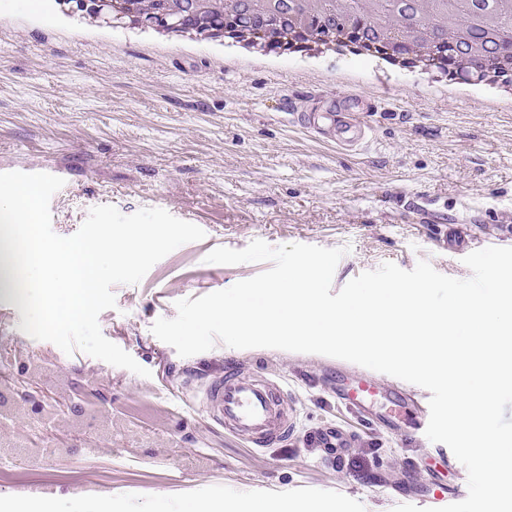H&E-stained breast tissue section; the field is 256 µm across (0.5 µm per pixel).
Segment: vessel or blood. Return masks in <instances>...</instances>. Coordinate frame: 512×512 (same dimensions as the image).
Segmentation results:
<instances>
[{
	"instance_id": "obj_1",
	"label": "vessel or blood",
	"mask_w": 512,
	"mask_h": 512,
	"mask_svg": "<svg viewBox=\"0 0 512 512\" xmlns=\"http://www.w3.org/2000/svg\"><path fill=\"white\" fill-rule=\"evenodd\" d=\"M297 122L343 152L362 150L371 133L358 99L351 95L333 97L323 111L298 114ZM378 391L375 382L363 379L339 389L338 397L367 410ZM194 398L213 422L260 448L287 442L293 428L292 407L280 384L241 372L232 364L206 382ZM387 398L391 408L381 421L389 429L401 430L406 399L397 390L388 391Z\"/></svg>"
}]
</instances>
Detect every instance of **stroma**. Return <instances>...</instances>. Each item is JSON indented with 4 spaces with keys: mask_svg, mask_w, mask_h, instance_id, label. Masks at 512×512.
Listing matches in <instances>:
<instances>
[{
    "mask_svg": "<svg viewBox=\"0 0 512 512\" xmlns=\"http://www.w3.org/2000/svg\"><path fill=\"white\" fill-rule=\"evenodd\" d=\"M339 94L380 102L371 137L356 154L336 151L292 122ZM64 179L50 200L51 224L74 235L90 210L130 215L161 208L199 226L134 285L113 289L99 316L102 334L147 376L82 351L65 354L20 328L18 301L0 292V391L33 387L73 396L82 431L45 400L42 415L0 421V444L22 431L47 455L0 457V504L23 512H80L107 493L112 512H184L203 500L255 498L265 512H392L427 506L433 478L450 502L466 498L467 471L439 459L427 437L392 432L341 404L337 374H364L400 388L428 411L426 389L320 354L215 343L179 356L151 331L197 299L267 270L264 262L210 264L215 248L241 250L260 239L341 248L332 289L391 262L427 260L466 279L471 252L512 247V106L480 82L440 95L425 76L378 59L328 51L307 59L282 51L261 60L233 45L189 37L160 44L124 22L91 27L0 18V173ZM434 201L432 223L408 210L409 195ZM448 229V246L437 242ZM279 379L294 408L288 442L257 449L210 421L187 400V381L219 376L227 363ZM43 369L32 379V365ZM327 426L349 440L328 459L317 435ZM70 453L52 455L60 438Z\"/></svg>",
    "mask_w": 512,
    "mask_h": 512,
    "instance_id": "obj_1",
    "label": "stroma"
}]
</instances>
